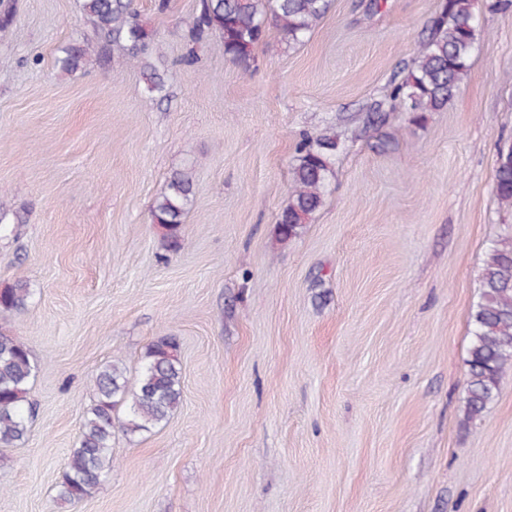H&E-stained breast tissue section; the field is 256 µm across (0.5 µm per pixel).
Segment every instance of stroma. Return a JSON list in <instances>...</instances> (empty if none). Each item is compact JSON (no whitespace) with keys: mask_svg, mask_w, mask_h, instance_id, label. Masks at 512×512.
Segmentation results:
<instances>
[{"mask_svg":"<svg viewBox=\"0 0 512 512\" xmlns=\"http://www.w3.org/2000/svg\"><path fill=\"white\" fill-rule=\"evenodd\" d=\"M333 0L310 38L276 33L256 67L192 45L198 0H135L167 96L137 69L60 46L90 34L79 0H16L0 30V289L28 282L0 332L38 364L27 441L1 448L0 512H512V369L468 420L470 315L485 252L512 229L493 192L512 145V10L484 33L448 107L422 123L369 107L402 76L438 0ZM342 143L321 207L283 241L276 218L306 137ZM393 141L378 151L382 135ZM196 158L171 251L150 207ZM178 337L183 397L153 431H115L110 479L57 497L111 360L137 380Z\"/></svg>","mask_w":512,"mask_h":512,"instance_id":"obj_1","label":"stroma"}]
</instances>
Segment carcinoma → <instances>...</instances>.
Here are the masks:
<instances>
[{
    "instance_id": "1",
    "label": "carcinoma",
    "mask_w": 512,
    "mask_h": 512,
    "mask_svg": "<svg viewBox=\"0 0 512 512\" xmlns=\"http://www.w3.org/2000/svg\"><path fill=\"white\" fill-rule=\"evenodd\" d=\"M331 5L332 0H199L186 25L196 42L213 33L219 35L224 55L247 70L267 25L288 46L302 45ZM81 8L94 38L61 47L58 69L73 73L90 54L106 64L115 56L140 71L148 93L165 97L164 76L153 62L152 34L134 0H81ZM482 33L475 0H438L426 40L403 77L389 82L385 98L412 113L415 122L422 121L427 112L446 108L468 74ZM338 150L333 132L300 145L288 202L277 219L280 239L296 237L322 205ZM195 182L196 162L187 160L153 200L152 223L164 230L171 248L181 247V225L194 205ZM494 191L500 205L512 209V146L498 151ZM30 298L31 288L18 280L0 290V309L21 311ZM470 323L465 412L476 421L498 395L506 369L512 368V231L493 241L486 251L480 297ZM37 372L29 349L0 333V447H14L28 437L32 413L28 394ZM182 393L178 345L171 336L148 347L133 386L122 363L110 361L101 366L93 379L92 400L78 445L71 450L58 485V497L78 504L112 473L117 407L127 408L121 428L131 435L141 434L166 423L182 403Z\"/></svg>"
}]
</instances>
